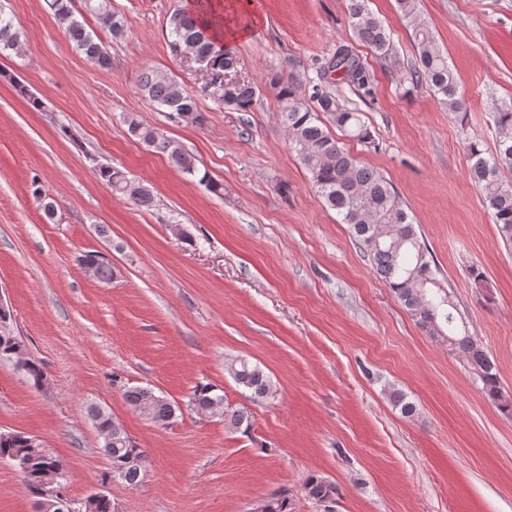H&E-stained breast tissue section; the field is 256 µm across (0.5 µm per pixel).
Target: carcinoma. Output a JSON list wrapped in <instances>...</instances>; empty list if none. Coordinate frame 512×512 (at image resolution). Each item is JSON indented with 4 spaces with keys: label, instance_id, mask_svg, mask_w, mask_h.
Instances as JSON below:
<instances>
[{
    "label": "carcinoma",
    "instance_id": "cac0c4a2",
    "mask_svg": "<svg viewBox=\"0 0 512 512\" xmlns=\"http://www.w3.org/2000/svg\"><path fill=\"white\" fill-rule=\"evenodd\" d=\"M396 3L403 19L413 30L418 62L406 79L413 85L427 84L448 111H466V102L448 65V56L421 19L418 0H396ZM86 5L112 36L123 33L125 22L112 12L110 0H86ZM208 6L209 0H195V8L178 9L171 15V47L176 53L192 55L200 66L223 74L234 68L237 59L231 47L215 42L212 29L221 24V19L209 13ZM52 7L55 20L65 28L76 50L103 68L110 66L111 57L105 45L74 16L70 0H53ZM348 16L360 41L380 56L392 54L390 32L369 11L367 0H348ZM21 37L19 22L0 15V51L15 49ZM268 80L283 103L281 117L288 139L326 205L336 211L341 223L349 225L358 245L371 258L376 272L419 326L430 336L448 338L451 351L464 357L468 368L481 382L485 397L503 413L511 414L512 395L502 389L497 367L484 347L460 327L458 309L441 285L437 265L393 186L380 173L348 153L323 128L322 114L344 135L367 145L374 143L372 132L362 120L361 113L327 90L329 84L344 83L370 93L366 69L360 58L347 46L336 49L321 67L317 80L308 81L311 85L310 100L314 102L312 108L296 97V89L301 84L299 78L273 73ZM138 87L150 102L175 113L183 121L202 122L195 96L166 72L143 70ZM255 96L256 87L242 81L232 88V94H222L219 99L233 110L246 111L253 105ZM126 122L132 134L154 152L166 155L178 171L199 177V183L213 192L219 190V185L207 175H199L195 158L175 141L139 121L134 114L128 116ZM493 124L497 135L494 152L485 151L479 140L468 139L470 171L483 188L486 208L502 241L512 245V176H505L507 171L512 173V106L493 113ZM98 176L131 202L139 206L152 203L150 187L128 177L125 172L112 166H102ZM83 261L99 280L108 281L116 276L112 264L98 254H88ZM21 348L23 344L18 337L0 329V361L16 360V351ZM21 371L33 388L39 389L44 385L46 374L38 359L28 358ZM229 373L237 384L250 391L254 400L267 399L274 393L268 374L245 358L230 363ZM124 397L135 410L155 423H166L175 416L174 405L151 389L134 387L126 390ZM389 398L403 415L414 414L415 404L402 391L390 390ZM189 401L202 412H216L224 417L226 427L231 430L247 432L251 428L249 413L244 409L224 407V395L210 383L194 386ZM86 414L98 427L112 430V443L104 451L110 462V472H121L123 481L128 485L138 484L147 465L145 450L129 438L121 429V423L101 408L89 405ZM15 457L27 461L25 484L33 495L38 493L46 472H66L63 461L32 436L24 432H0V459L11 461ZM304 492L316 502H325L334 496L336 487L311 476L304 484ZM254 512H290L289 499L285 495L274 494L259 503Z\"/></svg>",
    "mask_w": 512,
    "mask_h": 512
}]
</instances>
